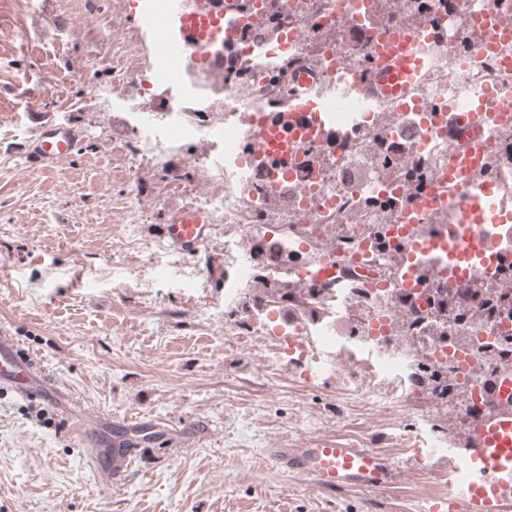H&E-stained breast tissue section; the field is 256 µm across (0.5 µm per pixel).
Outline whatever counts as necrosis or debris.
<instances>
[{"label": "necrosis or debris", "mask_w": 512, "mask_h": 512, "mask_svg": "<svg viewBox=\"0 0 512 512\" xmlns=\"http://www.w3.org/2000/svg\"><path fill=\"white\" fill-rule=\"evenodd\" d=\"M313 0L299 18L294 0H247L224 42V65L212 73L193 47L176 42L123 64L149 86L178 92L176 103L142 91L113 96L111 108L149 111L151 127L118 146L130 169L157 153L203 143L187 168L206 184L187 191V206L224 227V303L240 307L233 336H276L269 362L305 356L306 381L351 374L368 402L406 411L418 370L436 392L468 388L462 424L491 402L490 387L512 382V224L481 233L490 273L452 274L451 261L415 267V234L442 235L445 224L416 214L422 194L448 167L457 127L480 120L487 162L474 181L492 180L497 203L512 212V38L482 46L484 23L512 24V0ZM407 29L433 57L431 77L404 109L346 89L376 33ZM313 68L312 106L325 120L293 122L281 106L299 94V71ZM272 122L288 143L279 155L256 151L259 124ZM301 288L314 312L272 324L270 303L243 301L257 275Z\"/></svg>", "instance_id": "obj_1"}]
</instances>
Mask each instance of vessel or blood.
<instances>
[{
	"label": "vessel or blood",
	"instance_id": "1",
	"mask_svg": "<svg viewBox=\"0 0 512 512\" xmlns=\"http://www.w3.org/2000/svg\"><path fill=\"white\" fill-rule=\"evenodd\" d=\"M170 22L150 25L156 45L166 44L172 35L210 57L215 44L224 40L221 17L206 7L183 12L180 0H169ZM432 68V59L418 36L392 29L383 33L371 59L353 77L357 91L377 97L406 101ZM79 144V134L68 123H55L40 129L28 146L25 157L30 166L52 169L70 158ZM487 149L474 131H464L448 147V172L444 183L428 190L424 209L448 219L452 229L448 250L463 260L480 253L478 228L483 224L512 223V213L496 206L493 183L475 186L464 203L450 206L444 186L461 184L470 173L486 162ZM213 226L205 212L184 208L175 212L169 223L161 225L160 236L176 250L194 252L212 237ZM11 390L29 401L54 404L62 393L55 380L33 355L18 346L13 338L0 336V389ZM491 409L481 415L467 448H426L435 458L450 486L461 490V497L429 499L427 512H506L512 506V386L493 387ZM270 461L285 473L308 478L325 493L353 488L379 489L396 481L397 465L388 456L348 438L332 435L303 436L280 448L267 451Z\"/></svg>",
	"mask_w": 512,
	"mask_h": 512
}]
</instances>
